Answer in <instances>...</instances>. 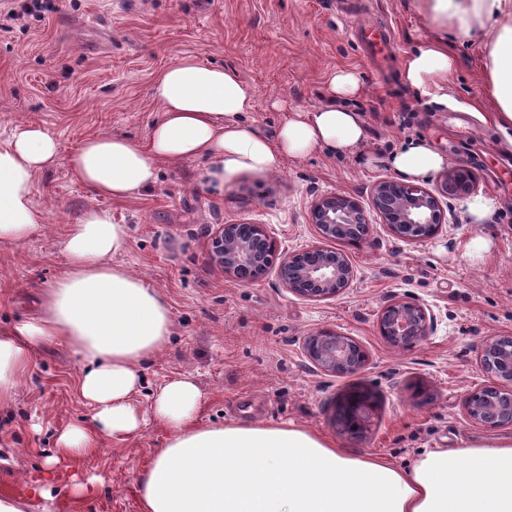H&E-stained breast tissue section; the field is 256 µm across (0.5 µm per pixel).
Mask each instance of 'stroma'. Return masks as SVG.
<instances>
[{"label":"stroma","instance_id":"obj_1","mask_svg":"<svg viewBox=\"0 0 512 512\" xmlns=\"http://www.w3.org/2000/svg\"><path fill=\"white\" fill-rule=\"evenodd\" d=\"M428 33L416 0H44L42 10L13 19L0 13V140L15 124L34 122L55 137L62 158L37 180L34 203L45 224L0 244V326L39 309L43 288L64 270L69 225L97 207L128 225L118 262L156 288L173 316L169 346L142 367L148 387L192 375L206 395L202 422L294 423L400 464L425 448L500 437L469 422L463 401L487 382L478 361L483 341L512 333V145L471 109L489 95L476 47H457L447 105L405 81L407 58ZM189 55L234 68L254 86L252 118L269 136L289 110L325 104L332 71L356 70L364 93L352 107L367 127L366 160L315 153L231 187L209 184L202 162L164 163L153 188L123 201L74 180L65 160L86 138L147 139L160 116L152 84ZM411 138L474 172L479 195L495 202L488 223H470L451 199L441 233L426 242L406 244L381 227L360 244L333 241L357 278L332 300L289 293L273 269L258 281L236 280L214 260L222 224L267 225L279 254L319 244L311 202L334 192L368 201L376 182L396 178L388 157ZM478 237L489 247L475 255ZM393 300L420 302L434 316L412 349H394L380 334L378 314ZM324 329L359 343L366 354L359 374L342 377L309 362L303 340ZM352 390L370 397L356 435L336 419L338 400ZM88 414L69 346H39L15 403L0 411V432L14 446V478L0 489L23 494L24 477L57 435ZM166 436L151 424L62 470L65 483L74 473L104 481L79 507L59 499L58 512H141L138 480Z\"/></svg>","mask_w":512,"mask_h":512}]
</instances>
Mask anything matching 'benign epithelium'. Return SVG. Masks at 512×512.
Masks as SVG:
<instances>
[{
  "mask_svg": "<svg viewBox=\"0 0 512 512\" xmlns=\"http://www.w3.org/2000/svg\"><path fill=\"white\" fill-rule=\"evenodd\" d=\"M478 190L473 172L464 167H448L443 191L450 195H471ZM373 211L390 236L407 244L425 242L446 223L443 201L426 188L397 180L374 184L370 205L339 193L325 194L310 207V223L320 238L336 241L356 238L365 242L374 233L368 219ZM213 256L224 272L240 281L266 274L273 252L263 224H224L212 241ZM279 278L292 293L310 300H328L342 294L356 278L350 258L334 248L311 246L286 252L279 265ZM430 310L419 303L395 301L379 314V329L396 348H408L423 341L431 330ZM351 337L323 331L304 340V350L312 365L324 372L342 375L357 373L364 358L355 353ZM480 364L493 380L490 386L468 394L463 402L465 417L490 429L512 426V335L486 339L480 348Z\"/></svg>",
  "mask_w": 512,
  "mask_h": 512,
  "instance_id": "benign-epithelium-1",
  "label": "benign epithelium"
}]
</instances>
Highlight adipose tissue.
Returning a JSON list of instances; mask_svg holds the SVG:
<instances>
[{
	"label": "adipose tissue",
	"mask_w": 512,
	"mask_h": 512,
	"mask_svg": "<svg viewBox=\"0 0 512 512\" xmlns=\"http://www.w3.org/2000/svg\"><path fill=\"white\" fill-rule=\"evenodd\" d=\"M417 4L431 35L412 50L406 81L447 104L448 77L458 66L453 47L476 45L490 117L512 145V0ZM363 92L357 72H334L326 104L293 110L271 138L248 122L256 91L235 69L181 57L152 85L161 112L146 142L92 136L67 164L77 181L110 200L152 188L164 161L205 160L209 182L230 187L247 173L279 172L288 158L361 149L367 130L350 103ZM389 161L413 182L448 163L418 140L403 143ZM58 162L57 141L41 126L16 125L0 141V243L20 241L44 224L33 201L36 182ZM128 245L127 225L109 211L86 210L64 240L65 269L44 288L42 312L0 333V407L14 402L41 342L64 338L81 367L79 390L91 423L63 431L27 477V495L42 512H56L61 465L94 457L102 439L121 440L150 423L168 437L139 482L141 512H512L510 436L426 450L404 469L290 423H202L205 396L188 375L157 388L141 410V366L169 344L174 321L165 298L117 263Z\"/></svg>",
	"instance_id": "1"
}]
</instances>
